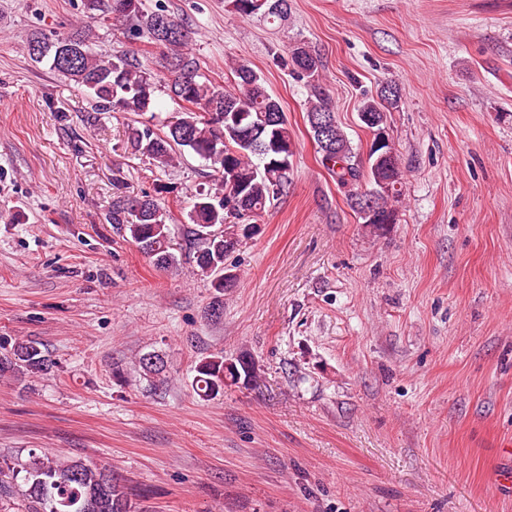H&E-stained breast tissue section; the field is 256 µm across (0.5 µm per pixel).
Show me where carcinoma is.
<instances>
[{"mask_svg":"<svg viewBox=\"0 0 512 512\" xmlns=\"http://www.w3.org/2000/svg\"><path fill=\"white\" fill-rule=\"evenodd\" d=\"M243 17L259 15L269 23L284 21L288 0H231ZM89 14L100 13L144 34L151 43L168 50V80L162 81L138 58L130 55H95L87 46V34L75 30L48 37L42 33L27 41L29 58L72 81L91 100L93 112L151 113L157 93L164 90L178 105L175 115L160 122L128 128V142L134 153L147 156L163 167L186 152L199 157L217 176L215 186L194 195L188 213L197 275L224 293L227 256L238 243V232H247L239 220L258 223L268 205L288 190L290 170L280 169L283 155L293 157V133L280 101L270 94L261 76L245 61L234 67L240 93L212 83L200 72L195 59L184 52L189 30L161 3L145 8V0H87ZM292 73L313 78L320 60L306 46L289 51ZM395 87L389 94L378 92L363 99L358 114L370 115L387 125V113L398 108ZM306 121L321 163L348 189L347 201L357 209L362 185L375 187L386 181L400 197L402 175L396 149L379 159L369 155L362 169L336 112L329 104L327 90L311 85ZM114 184L112 223L160 269L177 266L180 255L173 247L174 225L162 202L151 195L129 197ZM56 365L51 355L34 341L14 343L0 356V377L47 374ZM260 365L254 357L224 356L219 351L202 358L194 367V393L207 400L224 392V387L248 384L257 379ZM28 502L27 512H132L127 488L95 462H60L31 454L22 467Z\"/></svg>","mask_w":512,"mask_h":512,"instance_id":"obj_1","label":"carcinoma"}]
</instances>
